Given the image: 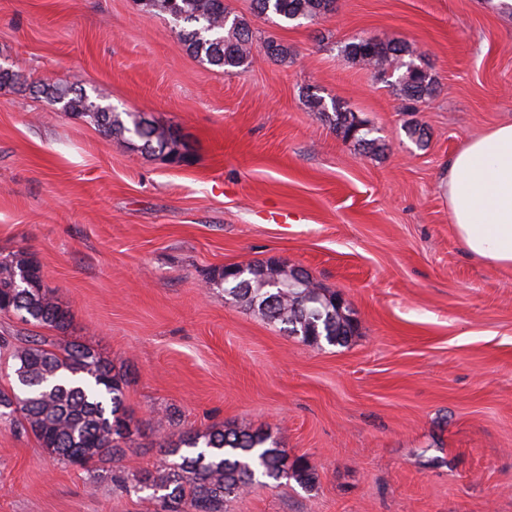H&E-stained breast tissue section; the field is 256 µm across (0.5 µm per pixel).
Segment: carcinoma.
<instances>
[{
  "instance_id": "carcinoma-1",
  "label": "carcinoma",
  "mask_w": 512,
  "mask_h": 512,
  "mask_svg": "<svg viewBox=\"0 0 512 512\" xmlns=\"http://www.w3.org/2000/svg\"><path fill=\"white\" fill-rule=\"evenodd\" d=\"M143 6L184 23L178 36L191 56L226 73L253 64V33L244 18L231 15L224 0H144ZM253 6L259 15L288 23L324 15L327 0H253ZM345 51L381 76L393 66L401 70L396 86L414 107L435 93L436 81L421 64L422 57L405 43L356 37ZM34 88L65 114L89 119L106 137L128 133L139 141L137 148L168 158L183 150L170 130L132 115L125 122L102 104L103 97L91 98L76 82L46 78ZM307 103L330 114L336 132L355 139L364 153L382 150L371 129L339 104L328 105L315 94ZM281 279L268 264L249 265L239 278L226 279L222 272L217 277L232 300L307 344L344 345L354 335L356 321L350 310L310 274L304 275L305 288L283 287ZM0 312H13L27 324L59 332L70 322L68 311L43 288L40 266L23 254L0 261ZM10 358L17 381L27 391L13 400L0 390V421L31 431L41 448L67 465L124 457L132 436V418L124 404L127 379L111 361L79 343L54 350L41 336L18 340L11 345ZM161 452L165 459L156 470H129L119 477L126 489L151 491L148 499L160 512H224L228 500L246 494L261 476L276 483L292 477L305 487L315 480L307 462L288 464V455L261 429L186 431L178 441L164 443Z\"/></svg>"
}]
</instances>
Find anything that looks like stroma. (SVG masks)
Listing matches in <instances>:
<instances>
[{"label": "stroma", "mask_w": 512, "mask_h": 512, "mask_svg": "<svg viewBox=\"0 0 512 512\" xmlns=\"http://www.w3.org/2000/svg\"><path fill=\"white\" fill-rule=\"evenodd\" d=\"M224 3L287 56L227 73L138 0H0V67L25 77L0 86V260L31 256L71 314L61 334L2 312L0 337L84 344L127 373L123 467L155 469L185 431L246 426L317 474L310 489L255 485L227 512H512V270L464 250L447 191L453 154L512 123V12L336 0L280 27L251 0ZM358 36L409 42L434 96L408 110L346 54ZM45 76L173 128L189 162L54 110L30 87ZM312 93L355 112L382 151L336 134ZM272 259L339 295L355 336L303 343L213 282ZM0 512L153 506L111 462L63 465L0 423Z\"/></svg>", "instance_id": "1"}]
</instances>
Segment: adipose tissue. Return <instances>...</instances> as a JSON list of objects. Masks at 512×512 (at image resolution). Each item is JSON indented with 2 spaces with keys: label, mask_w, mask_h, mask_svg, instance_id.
<instances>
[{
  "label": "adipose tissue",
  "mask_w": 512,
  "mask_h": 512,
  "mask_svg": "<svg viewBox=\"0 0 512 512\" xmlns=\"http://www.w3.org/2000/svg\"><path fill=\"white\" fill-rule=\"evenodd\" d=\"M448 209L466 250L512 269V123L469 141L448 163Z\"/></svg>",
  "instance_id": "adipose-tissue-1"
}]
</instances>
